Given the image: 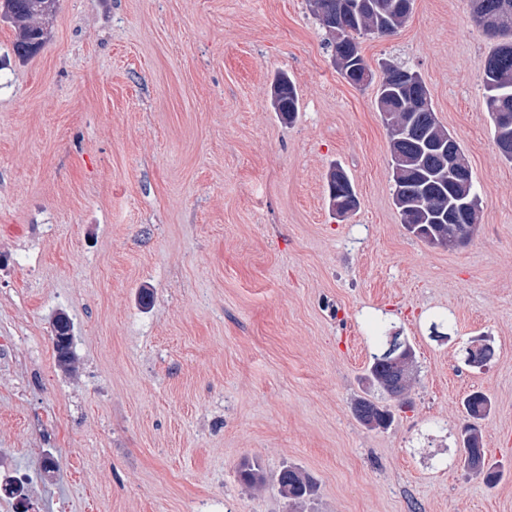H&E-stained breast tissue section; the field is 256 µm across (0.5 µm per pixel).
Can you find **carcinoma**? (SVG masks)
Here are the masks:
<instances>
[{
  "label": "carcinoma",
  "instance_id": "1",
  "mask_svg": "<svg viewBox=\"0 0 512 512\" xmlns=\"http://www.w3.org/2000/svg\"><path fill=\"white\" fill-rule=\"evenodd\" d=\"M340 0H312V13L322 28H327V19L336 17ZM358 10L353 16H341L344 27L343 42L338 44L327 38L326 47L337 71L351 84L361 86L369 66L361 54L359 38L375 34H394L409 13L401 10L402 0H354ZM56 8V0H0V17L15 29L17 37L13 43L16 55L21 58L34 56L45 43L46 32L42 20ZM473 21L490 35L503 38L481 62L480 70L485 91L487 112L491 116L496 146L512 144V121L503 116H512V0H471ZM383 77L375 95V104L380 112L392 113L387 120L392 160L393 202L407 223L410 208L416 222L429 226L431 238L427 242L435 246H455L467 243L476 231L477 211H470L468 224H449L438 217L454 212L452 204L456 197L466 200L478 199L472 179L448 187V179L439 156L432 145L439 139L451 141L456 152H461L459 143L439 122L431 103L416 109L412 104L414 90L408 86V74L412 69L404 64L388 63L382 66ZM271 105L285 121H292L299 108L296 87L288 74L277 75L271 86ZM402 360L394 362L388 352V344L372 354L367 368V380L383 392L401 397L408 392L410 369L415 357L410 348L401 354ZM463 406L471 425L462 434L464 464L471 470L476 465H485V453L478 423L487 418L491 401L482 392H474L464 399ZM357 420L372 429H385L394 421L390 408L362 398L355 405ZM241 480L254 487L264 484L260 467L246 462L240 469ZM281 495L297 503L314 492V484L301 470L288 466L277 476Z\"/></svg>",
  "mask_w": 512,
  "mask_h": 512
}]
</instances>
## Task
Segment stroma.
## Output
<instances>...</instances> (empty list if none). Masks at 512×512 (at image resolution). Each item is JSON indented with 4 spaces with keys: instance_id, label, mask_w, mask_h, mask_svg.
I'll return each mask as SVG.
<instances>
[{
    "instance_id": "1",
    "label": "stroma",
    "mask_w": 512,
    "mask_h": 512,
    "mask_svg": "<svg viewBox=\"0 0 512 512\" xmlns=\"http://www.w3.org/2000/svg\"><path fill=\"white\" fill-rule=\"evenodd\" d=\"M22 60L0 20V469L38 479L0 512H512V162L470 0H413L361 38L348 83L308 0H57ZM417 70L480 198L463 247L393 204L381 62ZM287 72L293 123L270 103ZM341 165L359 199L329 208ZM74 326L63 371L52 318ZM414 348L410 407L385 430L362 398L387 335ZM489 343L487 366L465 362ZM494 484L464 469L466 395ZM255 460L266 484L239 478ZM293 466L313 495L289 506ZM354 410L357 420L372 430L386 429L394 421V414L390 408L370 399H360ZM276 481L281 495L294 503L311 496L315 488L304 472L291 466L283 468Z\"/></svg>"
}]
</instances>
